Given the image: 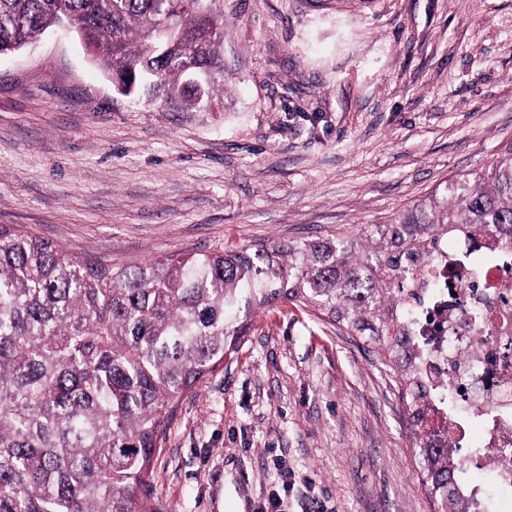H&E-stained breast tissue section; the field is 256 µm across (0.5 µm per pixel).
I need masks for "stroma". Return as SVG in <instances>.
I'll list each match as a JSON object with an SVG mask.
<instances>
[{"instance_id":"stroma-1","label":"stroma","mask_w":512,"mask_h":512,"mask_svg":"<svg viewBox=\"0 0 512 512\" xmlns=\"http://www.w3.org/2000/svg\"><path fill=\"white\" fill-rule=\"evenodd\" d=\"M224 107L118 94L76 33L0 54V224L115 262L383 224L512 142V0H224ZM378 347L288 302L186 393L158 512H429Z\"/></svg>"}]
</instances>
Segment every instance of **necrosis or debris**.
<instances>
[{
  "label": "necrosis or debris",
  "instance_id": "obj_1",
  "mask_svg": "<svg viewBox=\"0 0 512 512\" xmlns=\"http://www.w3.org/2000/svg\"><path fill=\"white\" fill-rule=\"evenodd\" d=\"M432 425L465 448L480 512L490 491L512 493V247L457 233L443 239L404 286L395 307Z\"/></svg>",
  "mask_w": 512,
  "mask_h": 512
}]
</instances>
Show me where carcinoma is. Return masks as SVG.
Returning a JSON list of instances; mask_svg holds the SVG:
<instances>
[{
  "label": "carcinoma",
  "instance_id": "obj_1",
  "mask_svg": "<svg viewBox=\"0 0 512 512\" xmlns=\"http://www.w3.org/2000/svg\"><path fill=\"white\" fill-rule=\"evenodd\" d=\"M0 0V50L78 21L119 93L199 110L186 67L224 86L222 0ZM512 243V143L474 179L444 181L387 224L250 249L134 264L74 256L0 225V512H157L140 496L182 397L247 334L253 309L289 301L383 347L434 512H471L461 450L432 406L394 317L442 236Z\"/></svg>",
  "mask_w": 512,
  "mask_h": 512
}]
</instances>
